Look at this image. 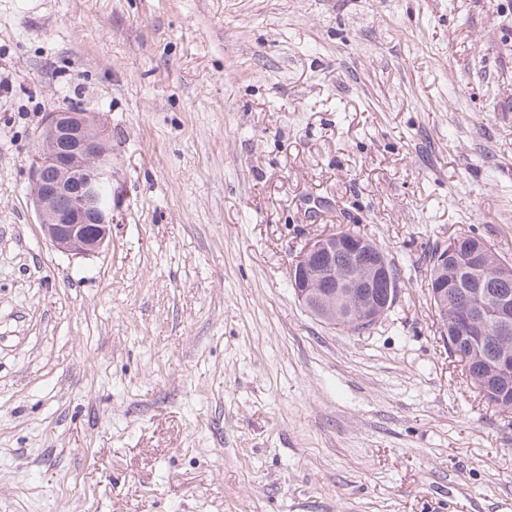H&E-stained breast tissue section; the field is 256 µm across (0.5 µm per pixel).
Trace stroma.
Listing matches in <instances>:
<instances>
[{
  "instance_id": "obj_1",
  "label": "stroma",
  "mask_w": 512,
  "mask_h": 512,
  "mask_svg": "<svg viewBox=\"0 0 512 512\" xmlns=\"http://www.w3.org/2000/svg\"><path fill=\"white\" fill-rule=\"evenodd\" d=\"M112 127V241L42 237L46 113ZM351 229L371 331L289 265ZM512 263V0H0V512H512V412L448 354L429 247ZM353 232L347 235L335 230L309 240L292 262L289 277L298 302L304 308L320 307L317 312H309L321 320L323 307L326 311L330 308L337 311L347 298L358 297L362 316L354 319L352 325L364 331L390 310L397 293L391 290L394 279L388 254L373 239L357 232L355 236ZM364 247L368 254L362 252L358 256L361 264L378 253L389 263L380 254L371 266H359L355 257Z\"/></svg>"
}]
</instances>
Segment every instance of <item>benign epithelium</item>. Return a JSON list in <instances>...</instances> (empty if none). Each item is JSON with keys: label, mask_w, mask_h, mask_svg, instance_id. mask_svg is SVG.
I'll list each match as a JSON object with an SVG mask.
<instances>
[{"label": "benign epithelium", "mask_w": 512, "mask_h": 512, "mask_svg": "<svg viewBox=\"0 0 512 512\" xmlns=\"http://www.w3.org/2000/svg\"><path fill=\"white\" fill-rule=\"evenodd\" d=\"M30 197L43 237L53 247L73 254L102 249L112 238V199L102 200L101 189L112 186V128L103 112L83 106L46 115L30 155ZM453 238L436 251L441 264L433 292L448 303V257L463 246ZM468 263L459 271L455 288L464 289L468 303L455 316L454 332L466 336L470 327L491 320L495 339L512 333V267L500 264L491 279L483 270L493 251L480 238L464 245ZM365 242L338 231L318 235L305 245L290 266V283L305 308L339 309L351 297L359 298L361 317L353 325L372 328L394 304L392 268L383 256L371 266L356 263ZM493 368L484 378L485 398L512 389V358L491 357Z\"/></svg>", "instance_id": "7a95c632"}]
</instances>
